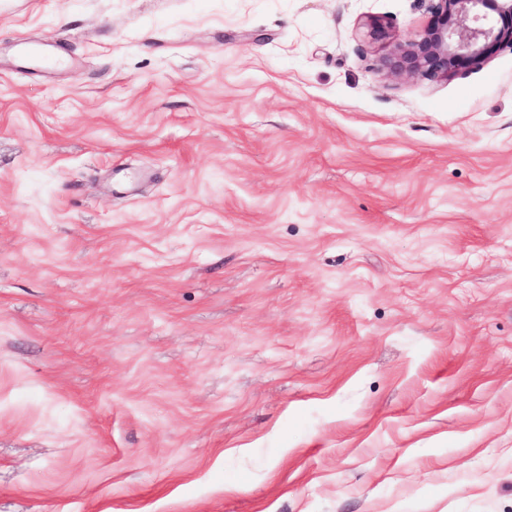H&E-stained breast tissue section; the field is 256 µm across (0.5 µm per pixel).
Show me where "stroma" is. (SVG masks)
<instances>
[{
    "mask_svg": "<svg viewBox=\"0 0 512 512\" xmlns=\"http://www.w3.org/2000/svg\"><path fill=\"white\" fill-rule=\"evenodd\" d=\"M431 0H0V512H512V50ZM431 16L413 40L393 39L381 18L365 22L367 37L386 49L382 65L395 77L450 81L463 68H482L512 49V0H433Z\"/></svg>",
    "mask_w": 512,
    "mask_h": 512,
    "instance_id": "obj_1",
    "label": "stroma"
}]
</instances>
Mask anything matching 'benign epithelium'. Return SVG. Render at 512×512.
<instances>
[{"instance_id":"1","label":"benign epithelium","mask_w":512,"mask_h":512,"mask_svg":"<svg viewBox=\"0 0 512 512\" xmlns=\"http://www.w3.org/2000/svg\"><path fill=\"white\" fill-rule=\"evenodd\" d=\"M365 27L370 41L386 49L382 65L390 75L450 81L512 49V0H435L424 29L408 42L394 40L381 18Z\"/></svg>"}]
</instances>
